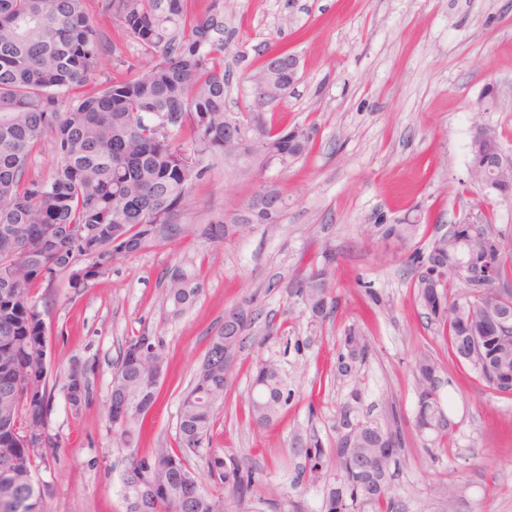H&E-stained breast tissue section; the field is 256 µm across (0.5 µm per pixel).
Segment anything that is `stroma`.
Masks as SVG:
<instances>
[{
  "mask_svg": "<svg viewBox=\"0 0 512 512\" xmlns=\"http://www.w3.org/2000/svg\"><path fill=\"white\" fill-rule=\"evenodd\" d=\"M89 14L109 51L108 79L147 61L142 46L90 0ZM228 111L251 99L245 77L265 54L286 49L300 59L299 82L269 107L278 127L316 125L313 148L288 170L234 169L208 159L178 222L206 224L233 214L265 182L288 199L277 224H260L242 240L205 244L189 234L111 264L74 293L67 275L35 291L52 375L73 358L96 364V399L72 413L54 387L47 431L59 442L36 459L40 512H127L122 475L129 452L113 438L107 396L120 349L141 332L168 357L159 399L138 450L177 445L179 401L190 388L225 310L243 306L245 331L210 430L212 452L252 466L258 479L244 503L190 457L201 486L227 512H289L301 502L318 512L331 476L293 488L299 458L294 433L335 446L334 415L352 387L365 417L402 419L404 444L392 492L402 512H512V398L494 394L470 367L453 362L411 286L414 251L427 250L451 225L475 221L481 191L469 176L476 130L494 132L512 156V0H224ZM422 221L409 245L382 239L380 223L408 215ZM336 252L330 318L311 322L288 288L301 255L319 245ZM182 266L199 286L193 305L173 315L166 275ZM277 334H267L268 325ZM370 354L358 378L337 374L346 330ZM429 354L448 383L451 433L428 447L413 426V366ZM275 363L292 391L268 426L252 424L248 389L257 361ZM455 483L454 495L444 488Z\"/></svg>",
  "mask_w": 512,
  "mask_h": 512,
  "instance_id": "obj_1",
  "label": "stroma"
}]
</instances>
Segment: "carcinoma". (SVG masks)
<instances>
[{
	"instance_id": "carcinoma-1",
	"label": "carcinoma",
	"mask_w": 512,
	"mask_h": 512,
	"mask_svg": "<svg viewBox=\"0 0 512 512\" xmlns=\"http://www.w3.org/2000/svg\"><path fill=\"white\" fill-rule=\"evenodd\" d=\"M88 0H0V512H38L40 487L32 461L58 443L47 433L52 402L43 323L33 292L60 274L80 292L117 260L129 259L182 228L175 223L187 195L204 179L203 160L231 149L235 141L254 142L259 161L283 170L307 154L310 127L279 132L266 113L241 117L226 112L224 96V0H210L191 11L186 0H99L101 10L120 21L149 61L120 81H105L96 92L86 87L106 68L99 34L90 20ZM55 139L52 175L30 174L32 156L43 139ZM276 204L266 223L277 224L288 198L270 189ZM417 221L382 224L385 239L414 238ZM251 228L232 218L197 224L191 234L230 244ZM438 239L428 251L412 255L419 273L416 298L448 339V357L469 365L489 388L512 396V333L487 331L492 309L512 295L492 284H512V236L494 231L480 240ZM335 253L324 246L320 259L300 260L292 294L314 322L337 307L332 298ZM198 294L192 276L180 266L168 273L167 302L183 313ZM224 317L237 326L216 333L180 404L179 450L158 448L138 455L146 414L158 398L159 381L148 372L164 369L160 342L142 331L126 342L114 367L108 395L109 421L130 451L123 483L147 476L143 512H225L224 501L208 495L188 466V454L205 459L208 473L244 499L255 472L239 461L226 462L205 450L216 406L224 401V338L241 350L252 313L230 308ZM155 349L157 363L133 355V348ZM338 373L357 376L370 353L355 331L344 339ZM95 365L72 361L62 377L70 409L79 413L95 397ZM442 369L429 355L415 362V427L431 443L448 439L450 429L442 388ZM292 391L273 363L260 364L248 394L250 417L269 425ZM361 390L353 387L336 410V483L323 495L320 512H395L389 466L402 448L401 418L391 412L382 425L358 428ZM291 453L304 458L301 475L311 483L324 476L326 454L319 441L294 434Z\"/></svg>"
}]
</instances>
